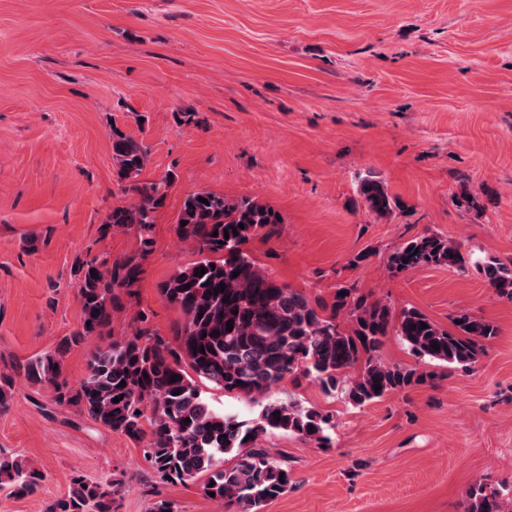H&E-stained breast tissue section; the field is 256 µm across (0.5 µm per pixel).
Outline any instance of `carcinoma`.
Instances as JSON below:
<instances>
[{"label": "carcinoma", "instance_id": "obj_1", "mask_svg": "<svg viewBox=\"0 0 512 512\" xmlns=\"http://www.w3.org/2000/svg\"><path fill=\"white\" fill-rule=\"evenodd\" d=\"M112 161L131 201L112 207L105 224L135 231L141 250L113 261L96 257L78 265L82 320L66 339L68 344L101 335L111 327L114 314L125 308L123 298L135 295L152 245L155 213L174 179L170 172L158 181H138L147 150L116 126ZM359 193L365 207L380 217L400 206L374 175L361 180ZM201 197L208 203L199 202ZM182 221L186 225H180ZM177 222L178 236L193 245L197 259L160 288L182 316L172 338L145 327L146 318L139 315L130 332L90 353L87 374L76 386L63 377L60 352L30 358L15 370L29 383L50 386L55 403L77 408L114 433L146 441L144 457L162 481L206 476L203 492L215 493L214 500L229 512H262L293 486L290 467L262 446L265 435L291 433L318 448L333 446L332 414L272 399L267 396L272 386L286 378L311 379L326 395L362 408L435 379L432 371L379 360L377 351L387 336L397 337L420 360L439 362L450 371L476 363L498 336L497 325L467 310L452 314L451 327L444 328L418 308L396 312L350 286L337 287L326 300L277 283L243 249L254 237L273 236L283 223L277 211L253 198L229 199L197 190L185 197ZM385 266L391 277L423 266L467 269L455 241L429 232L394 248ZM474 266L497 298L512 302V262L485 257ZM202 267L206 273L195 275ZM221 283L226 285L222 292ZM342 291L346 295H340ZM341 318L348 328L340 326ZM433 344L440 349L431 348ZM201 348L205 352H199ZM174 375L179 379L173 383ZM200 381L258 403V415L242 420L215 410L202 396ZM13 382V376L0 374V409L10 405ZM120 395L123 399L113 402ZM229 454L235 461L226 466L224 456ZM43 479L24 459L0 454V488L10 489L12 496L37 493ZM117 493L77 475L69 492L51 501L45 512H117ZM466 512H512V495L488 492L479 483L470 490Z\"/></svg>", "mask_w": 512, "mask_h": 512}]
</instances>
